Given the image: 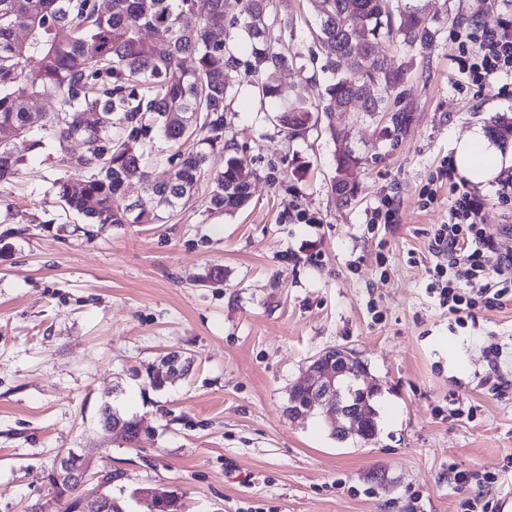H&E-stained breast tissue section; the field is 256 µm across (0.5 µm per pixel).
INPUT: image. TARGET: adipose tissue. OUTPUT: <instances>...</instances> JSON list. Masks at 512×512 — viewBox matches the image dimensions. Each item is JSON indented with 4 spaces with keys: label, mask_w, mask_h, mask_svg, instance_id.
Listing matches in <instances>:
<instances>
[{
    "label": "adipose tissue",
    "mask_w": 512,
    "mask_h": 512,
    "mask_svg": "<svg viewBox=\"0 0 512 512\" xmlns=\"http://www.w3.org/2000/svg\"><path fill=\"white\" fill-rule=\"evenodd\" d=\"M452 149L458 172L471 183H486L502 171L503 153L492 144L482 128H473L455 139Z\"/></svg>",
    "instance_id": "1"
}]
</instances>
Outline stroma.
<instances>
[{
    "mask_svg": "<svg viewBox=\"0 0 512 512\" xmlns=\"http://www.w3.org/2000/svg\"><path fill=\"white\" fill-rule=\"evenodd\" d=\"M433 46L383 43L409 69L394 131L386 112H323L300 139L275 115L314 99L308 78L329 52L310 0H283L302 69L262 101L247 84L224 137L251 172L242 211H209L208 182L158 224L102 231L64 213L61 153L29 151L0 185V512L45 498L47 469L71 448L111 472L124 512H148L135 489L166 486L183 512H463L449 465L496 475L488 499L512 498V303L457 323L432 288L433 234L455 199L437 182L454 139L502 116L512 75L464 72L474 28L512 22L504 0H420ZM361 160L358 191L332 190L338 145ZM434 189L426 203L425 189ZM497 180L467 184L495 248L512 252V210ZM395 223H374L384 200ZM343 346L375 385L372 440L340 442L323 410L291 419L288 390L308 361ZM189 358L187 376L156 389L146 365ZM143 420L135 445L103 431L105 403Z\"/></svg>",
    "mask_w": 512,
    "mask_h": 512,
    "instance_id": "stroma-1",
    "label": "stroma"
}]
</instances>
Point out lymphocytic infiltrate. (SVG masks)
<instances>
[{"instance_id":"obj_1","label":"lymphocytic infiltrate","mask_w":512,"mask_h":512,"mask_svg":"<svg viewBox=\"0 0 512 512\" xmlns=\"http://www.w3.org/2000/svg\"><path fill=\"white\" fill-rule=\"evenodd\" d=\"M512 71V25L482 32L479 52L469 67L474 81L487 82ZM484 215L470 194H460L448 208V219L439 225L431 248L440 257L434 267L443 305L456 320L471 317L478 303L503 307L512 301V254L497 253L484 231ZM484 278L476 295L458 286L459 281Z\"/></svg>"}]
</instances>
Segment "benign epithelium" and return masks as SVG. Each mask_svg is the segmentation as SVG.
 <instances>
[{
	"label": "benign epithelium",
	"instance_id": "obj_1",
	"mask_svg": "<svg viewBox=\"0 0 512 512\" xmlns=\"http://www.w3.org/2000/svg\"><path fill=\"white\" fill-rule=\"evenodd\" d=\"M359 362L360 359L345 347L330 348L313 357L294 383L296 389L288 400V416L302 417L317 407L329 406L332 408V428L339 438H372V432L365 428L371 419L367 402L354 399L351 390L345 395L341 390L349 368ZM162 367L165 368V378L169 380L182 377L187 372L180 357L172 355L161 358V366H151L150 375H155ZM92 467L91 458L74 450L59 455L46 475L50 497L39 501L37 512H64L66 509L69 512H84L83 502L87 498L94 499V512H113L116 501L112 497V476L101 472L94 474ZM75 482L84 487V492L72 502L68 489ZM167 492L165 487H154L138 492L137 496L149 502L151 512H161Z\"/></svg>",
	"mask_w": 512,
	"mask_h": 512
}]
</instances>
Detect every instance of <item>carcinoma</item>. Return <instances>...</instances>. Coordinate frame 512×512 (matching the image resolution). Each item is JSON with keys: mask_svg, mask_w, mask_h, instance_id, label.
<instances>
[{"mask_svg": "<svg viewBox=\"0 0 512 512\" xmlns=\"http://www.w3.org/2000/svg\"><path fill=\"white\" fill-rule=\"evenodd\" d=\"M0 0V185L10 183L24 164L11 141L31 132L38 101L53 95L58 108L48 136L31 141L44 149L58 143L69 174L55 186L63 210L102 230L114 224H157L188 200L201 177L210 180L209 209L232 214L247 204L251 173L244 159L224 154L226 101L238 92L244 73L261 99L279 92L277 78L300 55L281 33L276 0ZM319 39L335 55L324 70L330 83L318 102L298 100L283 113L281 127L302 137L318 123L319 112H342L350 102L364 112L387 111L400 96L406 72L380 51L397 35L412 48L431 46L434 19L394 0H311ZM188 15L195 24H185ZM351 59L342 73L336 59ZM191 65H186V61ZM172 146L167 180L151 179L144 156L133 144L152 132ZM489 134L506 142L512 122L497 116ZM81 151L73 153L70 145ZM361 160L338 147L336 171L343 180L332 189L349 200L358 191ZM138 185L151 205L128 210L124 197ZM122 423L133 443L142 420L110 404L101 426Z\"/></svg>", "mask_w": 512, "mask_h": 512, "instance_id": "1", "label": "carcinoma"}]
</instances>
